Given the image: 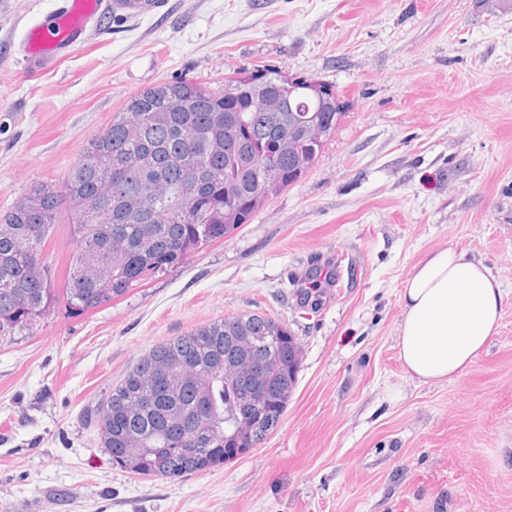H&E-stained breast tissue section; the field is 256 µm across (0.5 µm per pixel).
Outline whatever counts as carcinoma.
<instances>
[{"instance_id":"1","label":"carcinoma","mask_w":512,"mask_h":512,"mask_svg":"<svg viewBox=\"0 0 512 512\" xmlns=\"http://www.w3.org/2000/svg\"><path fill=\"white\" fill-rule=\"evenodd\" d=\"M288 100V78L256 68L214 90L180 79L128 97L83 145L62 182L33 185L0 216V336L30 332L57 295L42 262L62 213L70 219L66 303L112 302L187 254L218 241L314 165L324 141L303 128L319 109L333 133L334 86L312 81ZM241 361L224 382L225 357ZM268 395L243 399L251 366ZM300 368L288 325L241 314L154 345L95 412L104 448L132 474L175 479L220 467L277 426Z\"/></svg>"}]
</instances>
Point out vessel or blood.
<instances>
[{
    "mask_svg": "<svg viewBox=\"0 0 512 512\" xmlns=\"http://www.w3.org/2000/svg\"><path fill=\"white\" fill-rule=\"evenodd\" d=\"M100 9L99 0H58L57 7L24 38L29 60L36 68L53 69L69 49L83 42Z\"/></svg>",
    "mask_w": 512,
    "mask_h": 512,
    "instance_id": "obj_1",
    "label": "vessel or blood"
}]
</instances>
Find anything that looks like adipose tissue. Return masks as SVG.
Wrapping results in <instances>:
<instances>
[{"mask_svg": "<svg viewBox=\"0 0 512 512\" xmlns=\"http://www.w3.org/2000/svg\"><path fill=\"white\" fill-rule=\"evenodd\" d=\"M504 298L500 279L465 252L428 254L402 288L397 347L405 371L424 383L460 374L497 334Z\"/></svg>", "mask_w": 512, "mask_h": 512, "instance_id": "1", "label": "adipose tissue"}]
</instances>
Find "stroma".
<instances>
[{"mask_svg":"<svg viewBox=\"0 0 512 512\" xmlns=\"http://www.w3.org/2000/svg\"><path fill=\"white\" fill-rule=\"evenodd\" d=\"M55 3L0 0V215L161 81L216 88L265 65L331 83L344 115L247 224L0 340V512H512V0H158L37 73L18 49ZM450 245L500 278L503 316L468 368L425 384L398 357L401 288ZM325 259L335 287L300 308ZM246 313L302 348L277 427L180 478L113 464L96 403L154 344Z\"/></svg>","mask_w":512,"mask_h":512,"instance_id":"stroma-1","label":"stroma"}]
</instances>
